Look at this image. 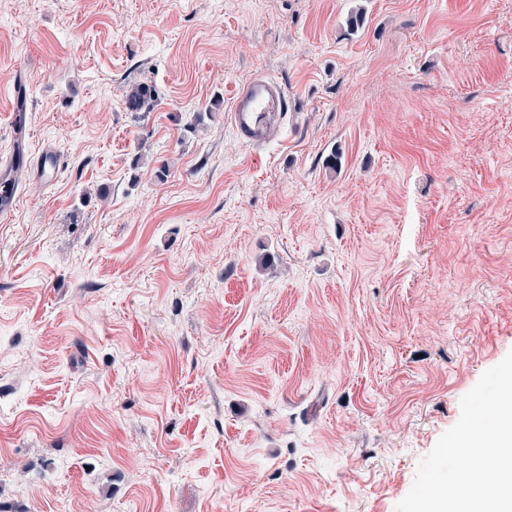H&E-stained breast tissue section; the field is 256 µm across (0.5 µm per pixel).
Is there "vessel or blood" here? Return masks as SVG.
Returning <instances> with one entry per match:
<instances>
[{"instance_id": "1", "label": "vessel or blood", "mask_w": 512, "mask_h": 512, "mask_svg": "<svg viewBox=\"0 0 512 512\" xmlns=\"http://www.w3.org/2000/svg\"><path fill=\"white\" fill-rule=\"evenodd\" d=\"M289 109L288 96L275 80L259 77L239 89L230 112V124L237 136L252 143H262L269 134L263 123L266 113L285 112ZM61 164L58 151L43 145L33 165V178L43 186L53 184Z\"/></svg>"}]
</instances>
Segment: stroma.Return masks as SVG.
Instances as JSON below:
<instances>
[{"label":"stroma","mask_w":512,"mask_h":512,"mask_svg":"<svg viewBox=\"0 0 512 512\" xmlns=\"http://www.w3.org/2000/svg\"><path fill=\"white\" fill-rule=\"evenodd\" d=\"M18 73L5 512H395L512 351V0H9L3 159ZM275 110L289 112L285 90L273 79L255 78L235 93L230 124L238 137L259 144L270 132L262 122L265 113ZM156 89L149 83H140L131 88L127 95V107L132 112H147L156 99ZM60 164L61 157L58 151L53 146L44 144L33 164V179L43 186L49 187L54 182Z\"/></svg>","instance_id":"obj_1"}]
</instances>
